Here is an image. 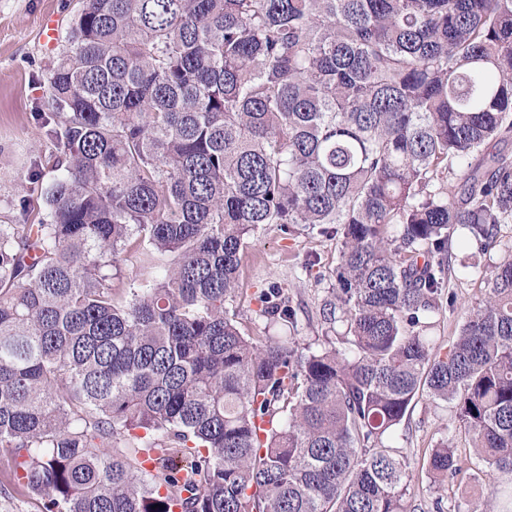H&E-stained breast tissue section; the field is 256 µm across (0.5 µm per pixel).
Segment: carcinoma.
<instances>
[{"label": "carcinoma", "mask_w": 512, "mask_h": 512, "mask_svg": "<svg viewBox=\"0 0 512 512\" xmlns=\"http://www.w3.org/2000/svg\"><path fill=\"white\" fill-rule=\"evenodd\" d=\"M56 175L0 224V489L40 512H414L417 396L512 472V0H80ZM341 240L323 346L229 308L258 229ZM483 297L431 348L453 270ZM131 263L128 287L112 285ZM297 328L288 293L252 294ZM425 471L457 473L452 447ZM499 241L500 245L496 248V250L492 251L489 257V254L482 258V264L486 267L494 266L495 263H499L502 261L505 253L510 252L511 250V259H512V223L510 224H502L499 230ZM231 308V306H230ZM238 314V321L242 327L252 336H276L272 329L268 331L264 319L256 313L257 306L254 302L239 301L233 303L232 308Z\"/></svg>", "instance_id": "cac0c4a2"}]
</instances>
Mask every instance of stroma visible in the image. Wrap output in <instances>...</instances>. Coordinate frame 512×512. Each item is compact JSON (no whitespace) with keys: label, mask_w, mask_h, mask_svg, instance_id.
I'll list each match as a JSON object with an SVG mask.
<instances>
[{"label":"stroma","mask_w":512,"mask_h":512,"mask_svg":"<svg viewBox=\"0 0 512 512\" xmlns=\"http://www.w3.org/2000/svg\"><path fill=\"white\" fill-rule=\"evenodd\" d=\"M76 0H0V224H16L36 184L29 174L42 162L46 134L48 77L57 52L66 48L63 35ZM54 14L62 35L54 50L43 49L38 36L47 14ZM340 242L336 236L312 230L287 235L279 225L261 227L245 251L242 283L255 290L268 282L280 283L297 313L295 334L301 345L318 346L324 327L320 304L334 287ZM456 298L434 319L431 334L438 352H448L463 317L480 298L485 284L459 273L450 284ZM452 442L460 472L446 486H436L424 469V452L441 442ZM409 474L407 494L416 512H500L502 500L495 488L512 487V473L488 467L474 454L451 406L420 396L399 426L393 441Z\"/></svg>","instance_id":"1"}]
</instances>
